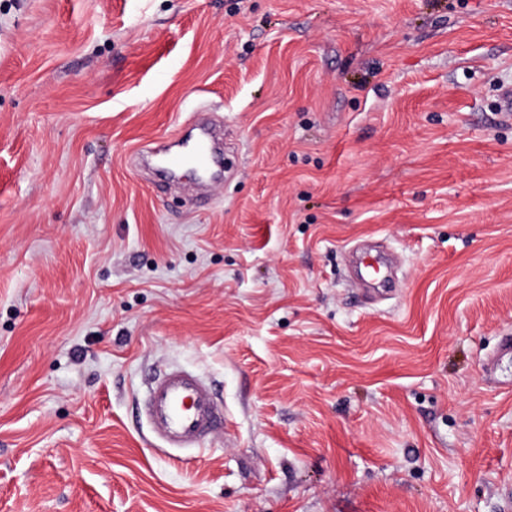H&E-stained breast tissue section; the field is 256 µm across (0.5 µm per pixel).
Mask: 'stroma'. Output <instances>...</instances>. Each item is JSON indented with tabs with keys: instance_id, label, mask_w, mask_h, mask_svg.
<instances>
[{
	"instance_id": "obj_1",
	"label": "stroma",
	"mask_w": 512,
	"mask_h": 512,
	"mask_svg": "<svg viewBox=\"0 0 512 512\" xmlns=\"http://www.w3.org/2000/svg\"><path fill=\"white\" fill-rule=\"evenodd\" d=\"M509 87L512 0H0V512H503ZM204 106L198 203L130 156ZM140 404L157 446L164 450L202 449L207 438L224 431V412L215 391L182 367L155 375Z\"/></svg>"
}]
</instances>
